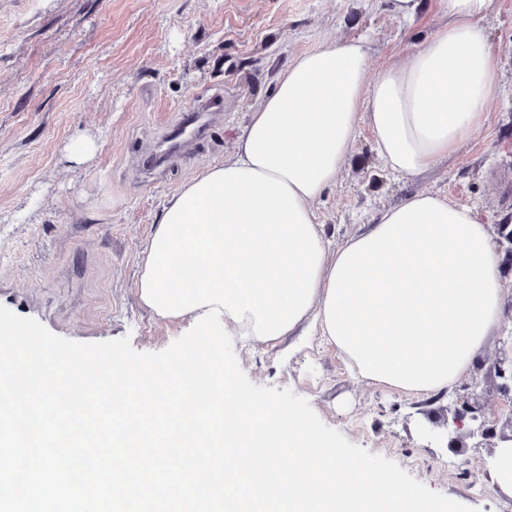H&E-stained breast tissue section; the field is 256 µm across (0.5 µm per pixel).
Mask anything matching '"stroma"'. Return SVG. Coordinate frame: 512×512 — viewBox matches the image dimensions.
Segmentation results:
<instances>
[{
    "label": "stroma",
    "mask_w": 512,
    "mask_h": 512,
    "mask_svg": "<svg viewBox=\"0 0 512 512\" xmlns=\"http://www.w3.org/2000/svg\"><path fill=\"white\" fill-rule=\"evenodd\" d=\"M392 0H0V278L50 332L82 343L129 337L160 352L191 328L137 294L144 249L166 200L232 153L256 103L297 53L324 40L364 39L371 69L401 57L440 23L437 0L396 16ZM501 75L484 127L419 179L385 170L361 129L336 187L316 204L328 236L344 239L418 191L447 195L489 224L512 216V0L487 25ZM214 100L222 118L189 154L149 155L162 122ZM95 140L83 163L68 145ZM256 385L305 398L349 442L397 463L428 488L478 512H512L493 489L486 448L457 453L446 419L474 395L512 414L494 383L461 378L419 399L352 378L316 336L271 344L234 340Z\"/></svg>",
    "instance_id": "1"
}]
</instances>
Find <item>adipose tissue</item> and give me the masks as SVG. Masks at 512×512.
<instances>
[{"label":"adipose tissue","mask_w":512,"mask_h":512,"mask_svg":"<svg viewBox=\"0 0 512 512\" xmlns=\"http://www.w3.org/2000/svg\"><path fill=\"white\" fill-rule=\"evenodd\" d=\"M497 0H438L446 23L370 72L361 40L294 55L232 154L165 203L137 292L169 321L220 309L232 334L279 341L310 324L354 377L417 398L470 374L512 289L491 227L421 191L342 241L316 202L361 127L383 167L414 180L487 120L499 75L485 23Z\"/></svg>","instance_id":"ef3b65f1"}]
</instances>
